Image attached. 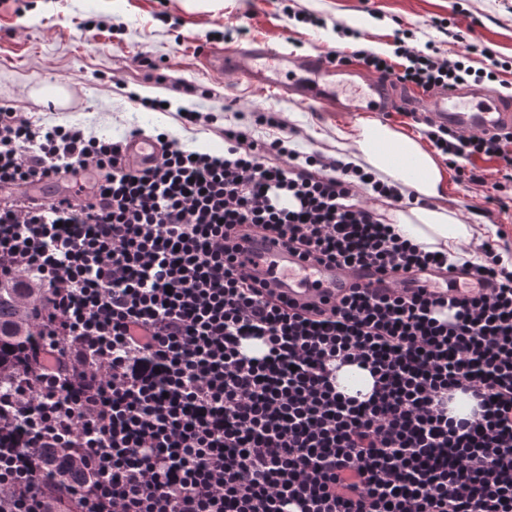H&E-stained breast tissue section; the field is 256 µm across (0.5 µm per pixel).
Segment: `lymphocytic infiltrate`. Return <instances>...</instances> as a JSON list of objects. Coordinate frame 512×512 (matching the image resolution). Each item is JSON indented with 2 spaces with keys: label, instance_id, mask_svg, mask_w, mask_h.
Returning a JSON list of instances; mask_svg holds the SVG:
<instances>
[{
  "label": "lymphocytic infiltrate",
  "instance_id": "1",
  "mask_svg": "<svg viewBox=\"0 0 512 512\" xmlns=\"http://www.w3.org/2000/svg\"><path fill=\"white\" fill-rule=\"evenodd\" d=\"M394 46L330 58L426 91L502 66L474 43L454 59ZM477 50L488 69L470 66ZM223 134L225 156L168 137L138 171L121 141L0 106V191L95 176L82 202L0 203V274L43 290L35 359L0 394V512H512V271L493 245L452 265L359 194L398 202L396 186L281 138ZM427 137L448 164L486 157L512 179V132ZM254 232L349 267H456L480 289L355 288L330 312H292L232 263ZM352 364L374 379L367 399L336 389ZM459 393L463 417L448 408ZM46 448L85 463V481L60 485Z\"/></svg>",
  "mask_w": 512,
  "mask_h": 512
}]
</instances>
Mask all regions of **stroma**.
I'll use <instances>...</instances> for the list:
<instances>
[{
  "instance_id": "35a3bbf8",
  "label": "stroma",
  "mask_w": 512,
  "mask_h": 512,
  "mask_svg": "<svg viewBox=\"0 0 512 512\" xmlns=\"http://www.w3.org/2000/svg\"><path fill=\"white\" fill-rule=\"evenodd\" d=\"M316 15L323 26L298 21L296 12ZM444 19L447 29L435 27ZM421 50L433 43L447 57L464 44L490 47L508 61L487 90L512 93V0H219L212 8L196 0H8L0 6V106H9L39 126L76 125L99 137L125 138L134 130L167 133L186 147L223 155L221 128L236 114L275 112L284 128L255 126L258 140L286 132L302 153L336 154L337 130H349L354 113L336 115L249 86L238 74L215 75L200 61L210 45L255 38L298 53H351L365 48L391 55L397 30ZM206 88V96H184L161 88L157 76ZM71 92L58 107L49 96ZM170 100L171 111L136 104V97ZM213 114L210 129L182 123L177 107ZM486 184L460 181L449 169L441 206L468 224L496 229L488 241L512 249V193L494 202L496 163L479 161Z\"/></svg>"
}]
</instances>
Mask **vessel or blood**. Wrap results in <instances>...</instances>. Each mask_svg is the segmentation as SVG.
<instances>
[{
  "instance_id": "b4317fda",
  "label": "vessel or blood",
  "mask_w": 512,
  "mask_h": 512,
  "mask_svg": "<svg viewBox=\"0 0 512 512\" xmlns=\"http://www.w3.org/2000/svg\"><path fill=\"white\" fill-rule=\"evenodd\" d=\"M204 64L213 73L241 75L255 87L328 112H391L398 105L391 81L373 78L359 83L348 79L347 67L336 65L329 57L278 50L261 39L244 46L210 47ZM408 106L424 112L429 121L457 131L494 134L512 129V99L485 89L461 86L439 90L409 101ZM160 154L155 140L135 136L124 147L123 163L141 170L154 164ZM240 259L275 295L300 308L330 309L355 286L384 293L396 286L415 288L420 284L414 275L399 278L372 268L350 269L329 261L305 260L284 241L259 235L244 242Z\"/></svg>"
}]
</instances>
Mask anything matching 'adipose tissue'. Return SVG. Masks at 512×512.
Segmentation results:
<instances>
[{
    "label": "adipose tissue",
    "mask_w": 512,
    "mask_h": 512,
    "mask_svg": "<svg viewBox=\"0 0 512 512\" xmlns=\"http://www.w3.org/2000/svg\"><path fill=\"white\" fill-rule=\"evenodd\" d=\"M336 146L346 161L369 167L402 194H414L417 203L392 212L389 220L406 239L425 250L463 254L485 238L475 224L458 220L436 205L446 188L447 173L435 152L414 138L373 119L357 120L350 130L338 131Z\"/></svg>",
    "instance_id": "ef3b65f1"
}]
</instances>
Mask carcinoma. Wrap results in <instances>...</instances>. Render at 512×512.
I'll return each instance as SVG.
<instances>
[{"label":"carcinoma","instance_id":"carcinoma-1","mask_svg":"<svg viewBox=\"0 0 512 512\" xmlns=\"http://www.w3.org/2000/svg\"><path fill=\"white\" fill-rule=\"evenodd\" d=\"M42 289L31 282L0 280V392L16 388L17 378L12 373L23 362L29 361L34 334L31 314L22 313V305L34 303ZM47 462L55 464L58 480L74 482L86 476L85 470L74 464L66 448H51L45 452Z\"/></svg>","mask_w":512,"mask_h":512}]
</instances>
